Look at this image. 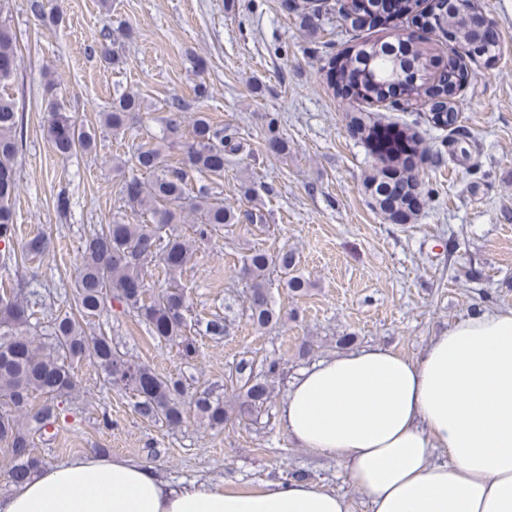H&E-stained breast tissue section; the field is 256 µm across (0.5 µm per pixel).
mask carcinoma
I'll return each instance as SVG.
<instances>
[{"mask_svg":"<svg viewBox=\"0 0 512 512\" xmlns=\"http://www.w3.org/2000/svg\"><path fill=\"white\" fill-rule=\"evenodd\" d=\"M421 0H396L393 17L405 18L431 31L446 32L461 47L473 49L474 56L490 62L495 59L496 45L481 39L465 17L442 9L443 0H432L427 10ZM30 10L43 24L55 25L59 16L48 11L44 0H31ZM321 11H299L307 31L320 28ZM0 87L15 74L18 65L17 37L9 20L0 16ZM435 55L431 48L409 38L401 59L394 60L387 41L367 40L343 50L333 61L338 70L345 96L381 102L386 88L398 83L407 88L405 104L432 102L429 107L434 124L450 127L458 118L457 94L467 77L459 57H448V68L458 71L459 79L448 82V72L434 71ZM141 111V101L134 95L121 94L112 101L111 110L100 114L101 128L124 130L132 115ZM51 119L47 137L56 154L67 159L96 147V133L77 125L58 104L50 105ZM375 122L371 113L350 116L351 135L369 140ZM24 136L23 115L16 100L0 93V264H19L25 256L44 251L42 237L31 240L25 252L14 247V213L12 200L18 194L16 158ZM183 132L177 118L162 127L156 146L141 148L134 155L133 166L152 178L125 173L126 163L118 161L113 169L121 174L120 192L136 224L114 220L96 224L85 238L80 268L74 280L75 311L60 312L52 318L45 336L31 333L34 312L21 300L22 288L0 289V446L10 457L8 478L14 485L28 480L42 461L33 455L36 434H48L47 427L59 422L65 402L78 389L76 365L87 361L104 374V381L125 389L135 398L133 408L141 417L170 429L181 427L189 413H194L211 429L229 423L254 422L272 405V386L283 373L278 359L241 358L224 377V388L234 394L228 404L210 388L189 392L182 379L161 376L150 366L128 358L118 343L105 332L92 330L96 319L113 304L134 315L149 336L160 344H177L185 356L196 352L187 336L189 305L184 288L177 281L191 256L189 240L175 232L174 225L190 215L197 216L196 233L202 238L215 234L226 224H235L240 216L249 221L262 220L259 208L244 214L213 197L206 184L190 188L194 174L224 172V156L243 150V143L222 125L200 114L193 119L190 139L182 141ZM182 146L174 162L163 160L171 145ZM380 165L363 177V187L372 204L387 218L410 221L418 210L407 203L413 193L421 196V183L412 156L385 154ZM162 264L166 286L152 291L145 280L151 263ZM280 268L285 286L294 293L307 291L309 283L297 273L295 255L288 250L269 253L253 249L244 255L241 271L246 288V316L257 329L278 322L267 288V272Z\"/></svg>","mask_w":512,"mask_h":512,"instance_id":"1","label":"carcinoma"}]
</instances>
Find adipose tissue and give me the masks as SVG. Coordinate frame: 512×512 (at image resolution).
<instances>
[{"mask_svg":"<svg viewBox=\"0 0 512 512\" xmlns=\"http://www.w3.org/2000/svg\"><path fill=\"white\" fill-rule=\"evenodd\" d=\"M290 441L342 463L371 512H512V309L470 316L411 359L376 346L301 372L281 403ZM0 512H348L316 481L172 484L98 452L41 470Z\"/></svg>","mask_w":512,"mask_h":512,"instance_id":"obj_1","label":"adipose tissue"}]
</instances>
